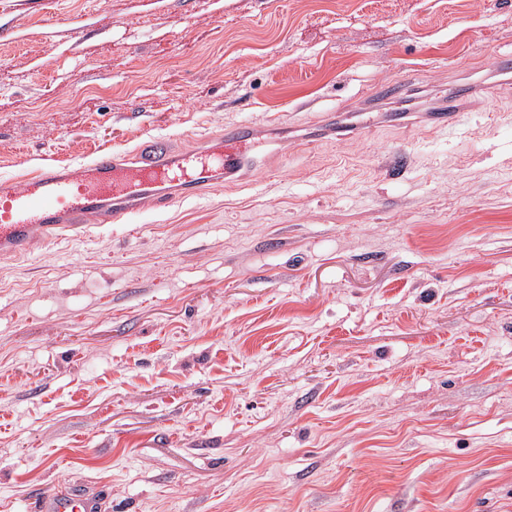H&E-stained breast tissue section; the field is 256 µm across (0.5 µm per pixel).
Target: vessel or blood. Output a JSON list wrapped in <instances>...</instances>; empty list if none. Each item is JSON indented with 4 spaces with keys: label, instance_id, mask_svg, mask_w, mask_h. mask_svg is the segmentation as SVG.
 Returning <instances> with one entry per match:
<instances>
[{
    "label": "vessel or blood",
    "instance_id": "obj_1",
    "mask_svg": "<svg viewBox=\"0 0 512 512\" xmlns=\"http://www.w3.org/2000/svg\"><path fill=\"white\" fill-rule=\"evenodd\" d=\"M469 84L456 86L447 108L427 114L441 127L460 121L461 105L474 93ZM262 144L259 133L240 124L205 138L202 148L173 153L170 137L148 136L133 155L98 149L87 160L59 168L42 165L20 183L0 182V257L30 255L36 246L67 237L85 241L92 222L125 224L148 207L200 196L222 176L253 169V155ZM96 504L78 493H63L37 504V512H95Z\"/></svg>",
    "mask_w": 512,
    "mask_h": 512
}]
</instances>
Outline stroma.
Segmentation results:
<instances>
[{
    "instance_id": "1",
    "label": "stroma",
    "mask_w": 512,
    "mask_h": 512,
    "mask_svg": "<svg viewBox=\"0 0 512 512\" xmlns=\"http://www.w3.org/2000/svg\"><path fill=\"white\" fill-rule=\"evenodd\" d=\"M509 53L512 0H0V179L231 124L273 173L0 259V512H512ZM474 92L475 88L473 85H457L448 93V109L445 106L441 111L429 112L425 116L426 120L437 126L454 127L459 123L462 115L460 104L468 100ZM96 503L78 493H63L53 500H41L38 512H96Z\"/></svg>"
}]
</instances>
